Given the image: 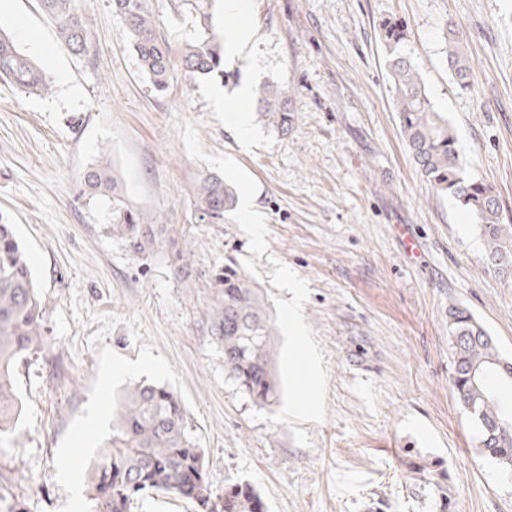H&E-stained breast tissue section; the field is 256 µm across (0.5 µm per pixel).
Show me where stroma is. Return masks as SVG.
Returning <instances> with one entry per match:
<instances>
[{
	"label": "stroma",
	"instance_id": "stroma-1",
	"mask_svg": "<svg viewBox=\"0 0 512 512\" xmlns=\"http://www.w3.org/2000/svg\"><path fill=\"white\" fill-rule=\"evenodd\" d=\"M77 6L84 56L39 0L0 14L1 30L26 24L52 51L39 62L48 94L0 83V219L44 297V345L15 367L23 412L0 443L13 497L26 512H91L70 487L112 445L113 400L147 380L180 399L213 491L250 483L267 512H512V469L479 450L448 331L449 305H463L512 357V279L487 264L472 215L420 176L381 37L385 22L404 23V50L467 172L494 187L512 224V0H248L255 42L226 56L233 80L188 92L175 73L163 95L142 76L112 0ZM151 6L181 48L188 18L171 0ZM450 26L472 69L466 88L446 63ZM266 81L289 89L294 120L282 135L251 113L241 139L216 99ZM105 157L135 210L176 227L182 257L163 243L134 258L109 232L106 197L82 192L85 170ZM202 169L249 195L262 247L241 209L191 223ZM228 255L276 325L282 393L270 409L229 378L205 320L210 274Z\"/></svg>",
	"mask_w": 512,
	"mask_h": 512
}]
</instances>
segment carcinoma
I'll list each match as a JSON object with an SVG mask.
<instances>
[{
	"label": "carcinoma",
	"instance_id": "cac0c4a2",
	"mask_svg": "<svg viewBox=\"0 0 512 512\" xmlns=\"http://www.w3.org/2000/svg\"><path fill=\"white\" fill-rule=\"evenodd\" d=\"M55 22L61 39L72 51L89 50V31L76 0H40ZM189 15L196 35L180 56L184 87L197 79L224 78V40L212 26L214 0H173ZM150 0H113L124 22V37L136 53L142 74L153 88H169L171 49L156 30ZM383 39L390 48L389 73L400 132L418 171L439 195L448 197L475 217L476 230L486 247V259L495 269L512 276V225L502 223L493 187L469 176L457 149L448 120L433 109L424 82L412 61L398 52L405 39L404 25L383 24ZM447 63L462 87L470 85V66L456 30L448 32ZM7 81L29 94L50 90L44 71L6 33L0 31V82ZM256 108L268 125L286 133L293 120L287 91L268 81L255 94ZM83 192L100 193L112 200L110 230L138 259L161 242L176 249L179 239L166 224H156L131 209L110 162L102 159L83 178ZM236 205L234 188L208 170L197 175L192 189L191 222L222 224ZM213 297L206 310L210 331L224 349V369L240 389L261 406L276 404L277 375L271 351L273 325L259 288L232 260L213 278ZM42 300L34 282L29 257L16 240L13 227L0 220V437L15 429L20 414L13 372L16 363L41 348ZM448 327L455 357L453 386L478 434L482 453L512 468V405L503 400L512 385V361L503 358L493 337L461 305L448 306ZM474 367H492L482 384L470 379ZM115 434L112 447L92 463L87 478L92 512H129L136 497L165 492L190 502L199 512H265V504L247 483L215 493L207 479L204 452L187 431V420L177 395L165 385L141 382L128 388L112 409Z\"/></svg>",
	"mask_w": 512,
	"mask_h": 512
}]
</instances>
